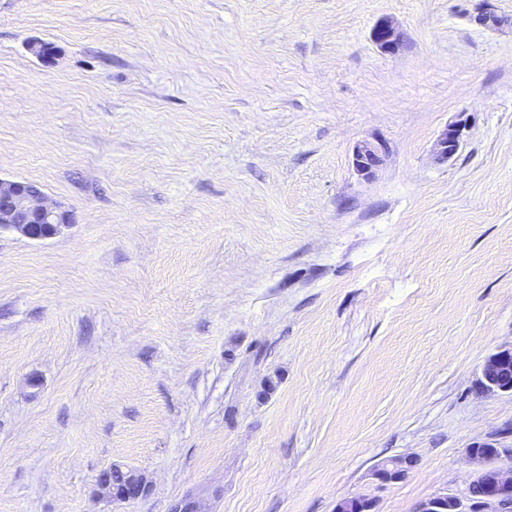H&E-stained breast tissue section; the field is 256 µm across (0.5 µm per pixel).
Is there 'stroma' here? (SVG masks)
<instances>
[{"instance_id":"stroma-1","label":"stroma","mask_w":512,"mask_h":512,"mask_svg":"<svg viewBox=\"0 0 512 512\" xmlns=\"http://www.w3.org/2000/svg\"><path fill=\"white\" fill-rule=\"evenodd\" d=\"M472 9L0 0V178L75 216L0 232V512H412L512 448L479 387L512 343V26ZM114 464L150 494L98 499ZM373 40L381 52L395 54L401 47L402 34L391 21L383 20L375 26ZM468 123L465 112L459 113L455 120L445 125L437 140V154L441 160H448L460 148L463 130ZM385 146L379 142L362 141L358 143L352 153V165L358 175L365 179L375 176L383 160Z\"/></svg>"}]
</instances>
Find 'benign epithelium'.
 <instances>
[{"label": "benign epithelium", "instance_id": "1", "mask_svg": "<svg viewBox=\"0 0 512 512\" xmlns=\"http://www.w3.org/2000/svg\"><path fill=\"white\" fill-rule=\"evenodd\" d=\"M476 21L488 28L498 26L494 0H480ZM373 40L381 52L394 54L401 47L402 34L392 22L383 20L375 26ZM467 123L468 116L461 112L445 125L437 140L440 159L447 160L458 151ZM384 154L383 144L362 141L353 149L352 165L358 175L370 179L375 176ZM73 223V213L57 202H48L37 186L0 179V231L10 230L31 240H43ZM479 386L484 393L512 396V344L499 348L484 360ZM466 456L474 466L468 486L479 487L481 493L457 494L444 490L417 502L413 512H512V466L500 465L503 453L478 455L468 447ZM149 490L150 482L144 473L118 464L101 470L95 481V495L113 503L144 498Z\"/></svg>", "mask_w": 512, "mask_h": 512}]
</instances>
